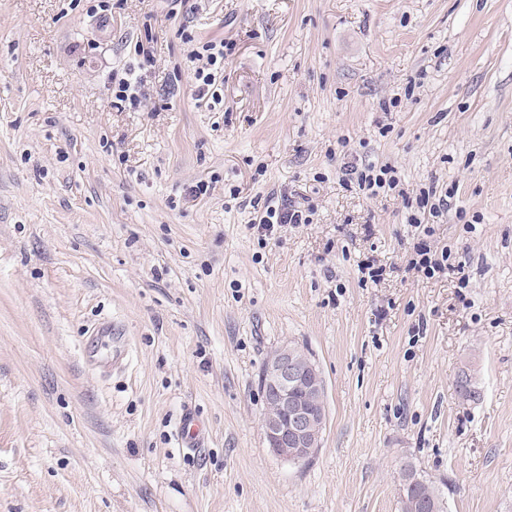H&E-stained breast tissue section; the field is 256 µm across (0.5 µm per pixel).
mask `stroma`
<instances>
[{"label": "stroma", "instance_id": "1", "mask_svg": "<svg viewBox=\"0 0 512 512\" xmlns=\"http://www.w3.org/2000/svg\"><path fill=\"white\" fill-rule=\"evenodd\" d=\"M194 40L234 45L220 103ZM365 161L449 194L427 241L462 272L408 269L404 198L341 183ZM271 193L314 214L262 246ZM288 344L325 380L300 463L262 428ZM409 467L446 512H512V0H0V512H400ZM129 73L119 76L118 72L112 73V101L116 107L136 110L141 106L143 94L138 83L132 84Z\"/></svg>", "mask_w": 512, "mask_h": 512}]
</instances>
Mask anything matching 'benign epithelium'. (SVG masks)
<instances>
[{
	"mask_svg": "<svg viewBox=\"0 0 512 512\" xmlns=\"http://www.w3.org/2000/svg\"><path fill=\"white\" fill-rule=\"evenodd\" d=\"M263 430L270 451L302 462L319 447L325 424L324 379L294 346H283L263 371Z\"/></svg>",
	"mask_w": 512,
	"mask_h": 512,
	"instance_id": "7a95c632",
	"label": "benign epithelium"
}]
</instances>
